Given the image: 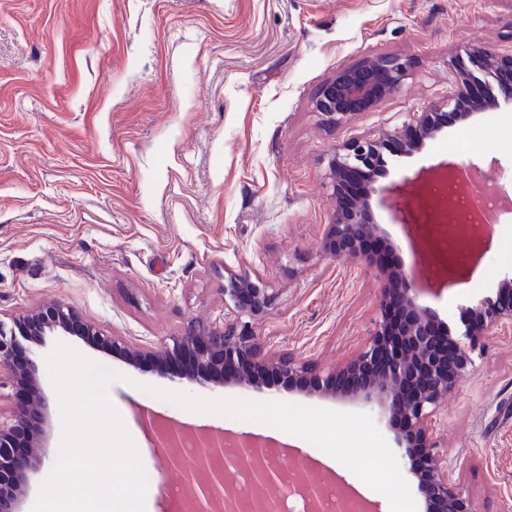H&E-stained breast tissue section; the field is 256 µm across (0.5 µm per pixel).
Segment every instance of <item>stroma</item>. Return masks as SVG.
Segmentation results:
<instances>
[{
	"mask_svg": "<svg viewBox=\"0 0 512 512\" xmlns=\"http://www.w3.org/2000/svg\"><path fill=\"white\" fill-rule=\"evenodd\" d=\"M512 53V0H0V321L53 301L72 304L106 336L161 345L194 323L224 321V274L248 270L276 299L254 323L268 359L328 373L367 342L380 281L365 262L321 242L336 208L328 160L350 137L375 138L457 86L467 45ZM411 62L401 90L333 128L317 89L365 59ZM512 105L444 128L416 152H385L396 206L376 197L377 247L423 285L421 305L462 330L463 309L512 274V209L490 224H453L482 251L453 285L432 291L435 260L411 234L413 174L445 162L477 171L512 198ZM118 373L107 390L149 489L146 512H183L157 493L179 483L158 434L255 425L186 411L143 392L178 390L152 363L57 331L33 347L48 401L46 464L29 473L31 512L57 456L61 423L45 361L56 343ZM473 373L436 413V437L472 512H512V330L486 337ZM208 398L284 401L372 416L377 404L259 383L194 386Z\"/></svg>",
	"mask_w": 512,
	"mask_h": 512,
	"instance_id": "obj_1",
	"label": "stroma"
}]
</instances>
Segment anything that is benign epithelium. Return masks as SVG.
I'll use <instances>...</instances> for the list:
<instances>
[{"label": "benign epithelium", "instance_id": "7a95c632", "mask_svg": "<svg viewBox=\"0 0 512 512\" xmlns=\"http://www.w3.org/2000/svg\"><path fill=\"white\" fill-rule=\"evenodd\" d=\"M464 54L465 58L455 61L461 84L483 85L482 96L470 99L457 89L445 99L411 113L400 128H385L375 139L348 140L332 151L328 167L336 195H341L349 171L363 170L367 179L359 196L336 208L322 239L325 253L336 259L364 258L360 244L377 230L370 199L375 194L390 198L398 190L395 183H379L384 175L379 158L388 143L400 140L405 130L412 129L415 139L403 146L404 152L411 153L446 128L450 120H466L477 112L512 105V54L500 57L492 67L487 64L489 52L482 46L470 45ZM410 68L407 59L380 56L340 69L317 90L315 111L329 126L345 125L353 116L370 111L384 98L399 92ZM367 265L376 270L382 287L379 317L364 349L341 369L326 375L290 357L274 366L272 375L306 392L378 401L392 420H404L405 426L397 432L395 442L405 455L412 456L414 448L422 449L426 472H416L414 477L427 505L426 512H472L439 450L434 417L448 392L470 374V352L476 344L499 330L512 328V276L500 280L495 296L479 299L465 308L461 337L449 332L443 338L437 315L418 301L422 287L414 278L401 268L390 273L370 258ZM274 301V293L248 273L230 274L224 279V310L233 319L224 320L222 326L192 328L160 348L129 345L105 336L66 303L20 314L12 319L10 327L0 321V372L26 393L14 404L9 422H0V512H20L18 505L26 490L27 473L42 464L47 402L36 366L25 356L27 345L39 346L47 334L61 330L86 343L118 352L133 363L193 352L192 365L169 373L171 380L202 387L224 383L249 386L252 368L263 363L264 343L249 330L248 320L265 317ZM178 444L179 439L175 438L164 446V451L168 467L184 475L190 512L238 509L237 494L227 490L222 500L210 494L212 486L224 484V469L212 470L210 462L226 445L238 452L225 465L246 460L248 470L256 476L255 488L262 489L279 480L283 492H288L285 470L271 457L239 452L250 447L248 443L221 432L197 449L190 461L180 456Z\"/></svg>", "mask_w": 512, "mask_h": 512}]
</instances>
